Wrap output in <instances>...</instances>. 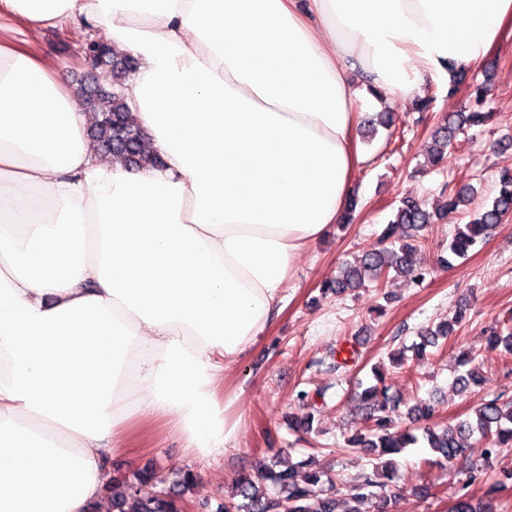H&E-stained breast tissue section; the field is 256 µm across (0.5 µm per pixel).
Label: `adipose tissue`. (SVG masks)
Segmentation results:
<instances>
[{
  "label": "adipose tissue",
  "instance_id": "1",
  "mask_svg": "<svg viewBox=\"0 0 512 512\" xmlns=\"http://www.w3.org/2000/svg\"><path fill=\"white\" fill-rule=\"evenodd\" d=\"M84 16L158 166L102 157L33 33ZM0 512H87L132 420L212 457L224 374L364 163L359 98L512 41V0H0ZM365 79L357 89L354 74Z\"/></svg>",
  "mask_w": 512,
  "mask_h": 512
}]
</instances>
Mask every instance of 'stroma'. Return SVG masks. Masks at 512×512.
Wrapping results in <instances>:
<instances>
[{
    "label": "stroma",
    "mask_w": 512,
    "mask_h": 512,
    "mask_svg": "<svg viewBox=\"0 0 512 512\" xmlns=\"http://www.w3.org/2000/svg\"><path fill=\"white\" fill-rule=\"evenodd\" d=\"M41 52L56 65L65 83L79 87L89 81L111 88L112 72L100 68L86 73L77 52L88 40H102L94 22L78 19L64 27L37 32ZM491 69H467L464 82L426 87L433 99L429 111H415L412 101L382 103L396 118L392 129H379L375 137H361L367 161L355 173L353 192L359 198L357 217L349 226L332 225L324 237L305 251L292 277L284 285L285 308L265 330L260 342L229 372L221 395L232 417L240 421L235 442L223 455L202 458L183 448L172 426L151 431L145 442L123 448L106 462L110 477H130L141 470L153 477L141 486L149 495L170 486L179 473L191 470L194 485L183 498L192 512H216L231 500L241 472L272 462L280 450L291 461H311L336 481L337 496L362 474L371 472L370 458L361 449L348 448L344 438L356 418L347 401L357 381H370L371 368L383 366L402 405L415 398H440L438 421L470 414L487 393L512 395V368L501 352H481L480 331L512 313V218L505 219L486 242L453 267L438 266L436 259L448 246L456 226L467 224L463 212L431 225L422 254L433 265L430 276L416 285L406 278L390 281L385 289L361 288L338 296L322 293L323 282L335 279L342 264L377 245V235L390 209L401 198L412 197L435 205L442 185L473 184L476 204L497 191L502 171L512 170V43L492 55ZM488 79L487 103L492 116L482 131L449 150L442 172L424 168V148L432 127L449 113L467 111V83ZM467 306V321L448 341L422 359L393 364L390 355L412 343L419 328L452 318L459 304ZM351 347L355 363L337 368L336 352ZM479 349L485 387L467 396L453 387L456 360L461 350ZM317 394L316 407L295 399L298 391ZM312 415L311 434L303 440L288 429L289 417ZM425 448H408L396 457L392 485L397 492L395 512H449L455 469L468 466L462 456L455 468L422 466ZM436 484L438 497L418 498L415 485Z\"/></svg>",
    "instance_id": "obj_1"
}]
</instances>
